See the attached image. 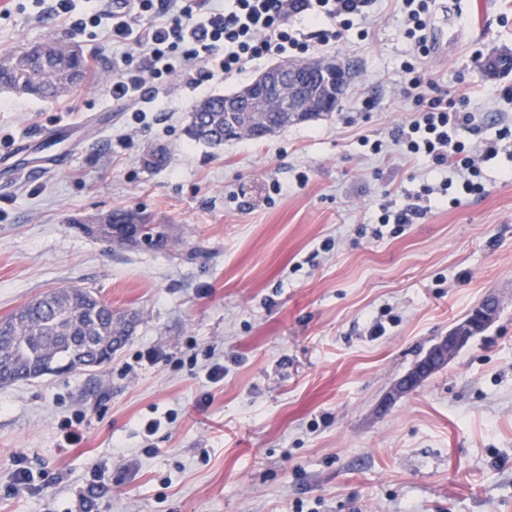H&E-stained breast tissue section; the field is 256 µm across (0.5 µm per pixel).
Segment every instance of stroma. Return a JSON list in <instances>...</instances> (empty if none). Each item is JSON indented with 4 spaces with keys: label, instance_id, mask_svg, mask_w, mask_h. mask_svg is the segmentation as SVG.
Here are the masks:
<instances>
[{
    "label": "stroma",
    "instance_id": "stroma-1",
    "mask_svg": "<svg viewBox=\"0 0 512 512\" xmlns=\"http://www.w3.org/2000/svg\"><path fill=\"white\" fill-rule=\"evenodd\" d=\"M490 3L481 31L473 0H445L422 61L440 89H468L470 146L512 123V71L482 68L512 53V0ZM52 5L0 0V52L60 39L96 65L52 102L0 92V149L30 143L0 156V318L76 285L139 320L105 367L0 385V512H69L94 473L100 512H512V157L482 163L484 197L452 207L435 193L404 231L380 226L383 209L449 176L388 142L418 110L400 0H377L373 18L305 53L349 69L335 111L218 147L186 136L189 112L268 60L197 86L168 77L138 120L112 99V61L129 55L135 71L144 58L104 27L59 23ZM71 97L79 111H66ZM90 112L111 113V126L83 127ZM62 126L60 143L41 142ZM156 145L169 151L158 171L142 164ZM51 154L64 165L41 168ZM117 209L175 225L178 242L128 248L83 232L84 218ZM488 298L490 327L393 397ZM215 363L224 379L211 384ZM77 411L84 440L68 448L60 424ZM19 455L34 480L15 491Z\"/></svg>",
    "mask_w": 512,
    "mask_h": 512
}]
</instances>
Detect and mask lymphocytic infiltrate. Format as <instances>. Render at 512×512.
<instances>
[{
    "label": "lymphocytic infiltrate",
    "mask_w": 512,
    "mask_h": 512,
    "mask_svg": "<svg viewBox=\"0 0 512 512\" xmlns=\"http://www.w3.org/2000/svg\"><path fill=\"white\" fill-rule=\"evenodd\" d=\"M372 5L373 0H233L219 9L208 0H123L110 15L109 34L113 43L135 45L147 66L134 74L121 72L112 83V97L127 104L165 74L239 75L255 61L308 51L310 41L329 45L336 29H350ZM438 7V0H402L405 34L415 53L403 72L410 88H426L431 96L418 119L392 129L391 140L406 155L451 168L460 178L451 199L457 206L485 195L480 164L512 144V124L501 125L493 138L481 139L474 148L457 139V130L474 122L469 94L439 90L417 66L430 53L428 33ZM300 14L330 25L314 32L291 28L289 18Z\"/></svg>",
    "instance_id": "obj_1"
}]
</instances>
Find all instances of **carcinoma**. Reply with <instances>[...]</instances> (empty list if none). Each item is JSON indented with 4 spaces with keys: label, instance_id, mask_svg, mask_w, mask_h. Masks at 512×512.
Here are the masks:
<instances>
[{
    "label": "carcinoma",
    "instance_id": "obj_1",
    "mask_svg": "<svg viewBox=\"0 0 512 512\" xmlns=\"http://www.w3.org/2000/svg\"><path fill=\"white\" fill-rule=\"evenodd\" d=\"M86 64L73 44L49 41L19 51L0 53V91L54 100L83 77ZM306 88L320 100L331 94L332 82L305 72L299 75ZM235 122L243 136L255 138L253 129L269 132L288 125L285 112H227L224 96L202 100L189 115L185 133L190 140L212 146L224 144V125ZM85 232L104 238L100 224H146L148 216L137 211H117L86 220ZM127 314L112 310L88 288L67 286L50 290L26 302L0 320V376L8 381L30 379L62 364L69 370L96 360L94 346L107 348L131 335Z\"/></svg>",
    "mask_w": 512,
    "mask_h": 512
}]
</instances>
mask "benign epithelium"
<instances>
[{
  "label": "benign epithelium",
  "mask_w": 512,
  "mask_h": 512,
  "mask_svg": "<svg viewBox=\"0 0 512 512\" xmlns=\"http://www.w3.org/2000/svg\"><path fill=\"white\" fill-rule=\"evenodd\" d=\"M301 69L336 76V100H341L349 88L346 68L335 60L315 61L286 67L275 64L261 73L253 82L235 95L239 112L250 111L255 96L271 95L292 119L304 112H319L315 101L299 85L297 72ZM498 305L487 299L475 307L458 325L433 344L427 353L394 386L392 396L401 397L416 388L433 373L445 367L455 355L478 333L486 330L497 316Z\"/></svg>",
  "instance_id": "1"
}]
</instances>
